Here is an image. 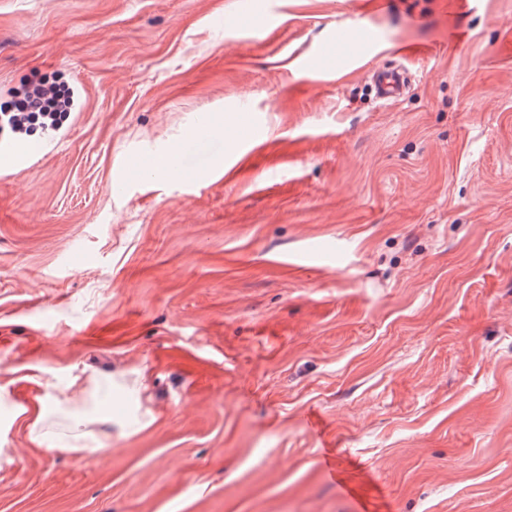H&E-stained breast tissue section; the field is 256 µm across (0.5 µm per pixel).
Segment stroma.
I'll return each instance as SVG.
<instances>
[{"label":"stroma","mask_w":512,"mask_h":512,"mask_svg":"<svg viewBox=\"0 0 512 512\" xmlns=\"http://www.w3.org/2000/svg\"><path fill=\"white\" fill-rule=\"evenodd\" d=\"M43 84L77 107L0 181V512H512V0H0V110ZM86 373L101 452L36 448ZM372 80L376 96L382 101L398 100L408 83V77L402 71L377 72ZM79 379V376H75L66 388L55 383L45 385L43 395L38 399L39 412L25 426L30 441L37 448L47 451L65 449L79 458L102 450L90 448L86 440L94 434L93 430L88 428L90 425L103 422L112 424V416L108 415V409L104 408L107 402L112 401V379L95 375L86 377L79 392L83 393L91 404L86 403L84 397L78 401H72L68 397L71 387ZM57 411L65 413L67 423L61 429L57 423L49 420L50 413Z\"/></svg>","instance_id":"35a3bbf8"}]
</instances>
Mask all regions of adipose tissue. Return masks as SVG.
<instances>
[{
  "label": "adipose tissue",
  "instance_id": "1",
  "mask_svg": "<svg viewBox=\"0 0 512 512\" xmlns=\"http://www.w3.org/2000/svg\"><path fill=\"white\" fill-rule=\"evenodd\" d=\"M80 391L81 400L74 401L67 388L46 384L39 412L26 425L29 439L37 448H63L81 458L91 455L87 440L93 434V425L109 419L105 405L112 399V381L90 375Z\"/></svg>",
  "mask_w": 512,
  "mask_h": 512
}]
</instances>
